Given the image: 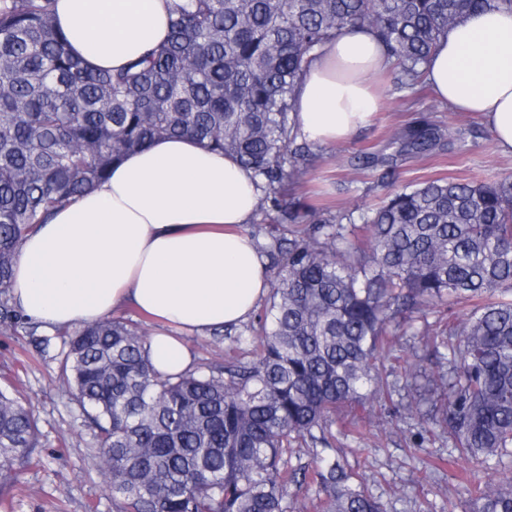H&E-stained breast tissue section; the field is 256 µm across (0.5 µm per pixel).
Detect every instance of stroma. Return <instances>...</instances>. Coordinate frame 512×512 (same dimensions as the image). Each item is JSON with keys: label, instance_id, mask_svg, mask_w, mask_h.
<instances>
[{"label": "stroma", "instance_id": "obj_1", "mask_svg": "<svg viewBox=\"0 0 512 512\" xmlns=\"http://www.w3.org/2000/svg\"><path fill=\"white\" fill-rule=\"evenodd\" d=\"M382 108L349 141L315 147L316 154L295 195L314 206L379 204L392 190L436 178L499 180L512 177V157L496 150L492 132L480 117L455 112L431 87L397 90L393 74L378 80ZM427 120L451 128L454 145L429 156L400 152L392 131ZM384 156L364 165V156ZM424 380L401 385L371 406L344 410L332 430L348 465L366 478V487L385 512H452L473 474L444 437H421V418L406 404L423 393ZM0 389L18 392L38 419V465L23 470L12 489L11 512H113L112 496L96 467L92 434L60 379L57 361L37 356L28 338L0 335ZM363 425L371 434L358 440Z\"/></svg>", "mask_w": 512, "mask_h": 512}]
</instances>
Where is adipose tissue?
<instances>
[{"label": "adipose tissue", "mask_w": 512, "mask_h": 512, "mask_svg": "<svg viewBox=\"0 0 512 512\" xmlns=\"http://www.w3.org/2000/svg\"><path fill=\"white\" fill-rule=\"evenodd\" d=\"M171 0H57L72 52L115 69L163 42ZM389 67L368 30L322 47L296 95L307 140H349L381 108L376 76ZM428 81L455 111L479 113L501 153L512 155V14L485 11L451 28ZM263 189L232 157L181 136L116 162L96 188L56 210L22 244L11 295L44 328L75 327L125 307L155 317L153 366L180 374L192 363L181 333L247 322L269 290L267 261L244 232Z\"/></svg>", "instance_id": "obj_1"}]
</instances>
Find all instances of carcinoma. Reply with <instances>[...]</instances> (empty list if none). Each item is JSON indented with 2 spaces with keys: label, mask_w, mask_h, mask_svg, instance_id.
Instances as JSON below:
<instances>
[{
  "label": "carcinoma",
  "mask_w": 512,
  "mask_h": 512,
  "mask_svg": "<svg viewBox=\"0 0 512 512\" xmlns=\"http://www.w3.org/2000/svg\"><path fill=\"white\" fill-rule=\"evenodd\" d=\"M56 0H0V334L38 333L9 291L20 248L57 208L155 140L190 136L232 155L265 189L260 248L270 297L224 361L178 376L149 362L145 329L110 317L60 335L61 378L80 403L115 512H291L292 485L315 512H383L336 451V413L390 390L385 357L433 336L448 372L434 424L485 469L512 457V181L438 178L377 207L321 213L285 191L313 154L298 142L295 95L320 49L356 28L385 46L397 88L413 91L448 29L512 0H173L169 34L122 68L95 71L58 29ZM447 128L393 132L427 155ZM467 305L448 319V307ZM437 315L415 326L416 315ZM38 423L0 390V507L35 463ZM306 447L308 469L291 464ZM460 512H512V484L479 477Z\"/></svg>",
  "instance_id": "1"
}]
</instances>
